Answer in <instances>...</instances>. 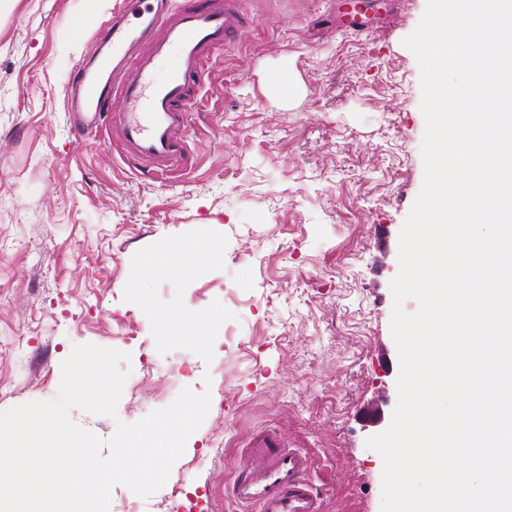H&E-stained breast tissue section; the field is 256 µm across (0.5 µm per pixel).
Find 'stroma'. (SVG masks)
I'll return each instance as SVG.
<instances>
[{
  "mask_svg": "<svg viewBox=\"0 0 512 512\" xmlns=\"http://www.w3.org/2000/svg\"><path fill=\"white\" fill-rule=\"evenodd\" d=\"M122 0H16L0 12V412L53 399L74 346L131 356L98 437L211 394L165 485H124L110 512H233L224 488L257 430L315 460L324 512H380L383 460L365 410L391 419L390 282L423 182L420 71L403 40L426 0H380L349 31L346 0H246L247 37L217 57L186 136L190 166L142 176L116 145L76 138L64 90ZM297 90L276 92L280 73ZM175 242L192 273H143ZM223 256L209 258L212 244ZM206 321L205 342L157 317Z\"/></svg>",
  "mask_w": 512,
  "mask_h": 512,
  "instance_id": "1",
  "label": "stroma"
}]
</instances>
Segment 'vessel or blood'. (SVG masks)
Listing matches in <instances>:
<instances>
[{"label":"vessel or blood","instance_id":"1","mask_svg":"<svg viewBox=\"0 0 512 512\" xmlns=\"http://www.w3.org/2000/svg\"><path fill=\"white\" fill-rule=\"evenodd\" d=\"M131 13L116 15L95 33L98 48L119 53L116 64L81 62L66 90L76 134L114 131L122 156L138 171L160 177L187 162L184 135L192 125L199 92L216 53L239 42L250 21L245 0H125ZM177 53L179 63L155 80L159 60ZM124 111L112 112L111 95ZM241 466L225 489L236 512H321L311 481L315 462L286 444L275 430L255 433L241 450Z\"/></svg>","mask_w":512,"mask_h":512}]
</instances>
